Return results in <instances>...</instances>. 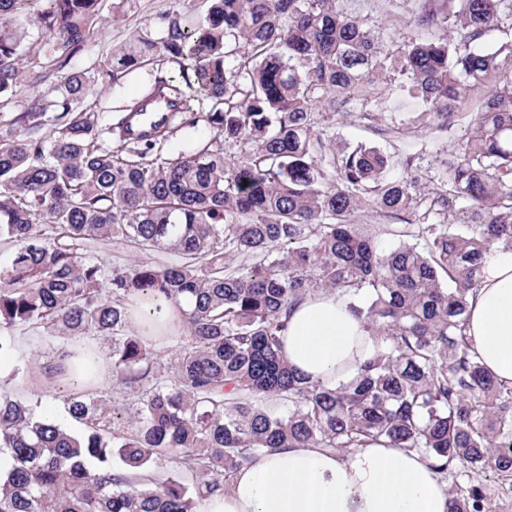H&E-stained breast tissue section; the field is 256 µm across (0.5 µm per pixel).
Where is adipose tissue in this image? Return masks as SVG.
Wrapping results in <instances>:
<instances>
[{
	"instance_id": "adipose-tissue-1",
	"label": "adipose tissue",
	"mask_w": 512,
	"mask_h": 512,
	"mask_svg": "<svg viewBox=\"0 0 512 512\" xmlns=\"http://www.w3.org/2000/svg\"><path fill=\"white\" fill-rule=\"evenodd\" d=\"M468 334L484 366L512 384V253L494 247L484 253ZM368 340L346 300L320 293L291 311L284 352L300 374L335 384L351 377ZM448 506L447 483L416 453L285 448L240 469L223 495L199 501L195 512H448Z\"/></svg>"
}]
</instances>
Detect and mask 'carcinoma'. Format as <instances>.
I'll list each match as a JSON object with an SVG mask.
<instances>
[{
	"mask_svg": "<svg viewBox=\"0 0 512 512\" xmlns=\"http://www.w3.org/2000/svg\"><path fill=\"white\" fill-rule=\"evenodd\" d=\"M28 2L0 0V106L29 27L67 59L99 4L43 0L30 14ZM207 2L204 18L172 16L105 63L114 84L159 53L182 65L147 90L183 100L155 138L125 137L133 103L84 108V71L0 128V355H17L0 373V512H194L282 448L373 445L455 475L449 512H495L512 499V385L477 360L467 311L484 252H512V0H448L447 38L394 48L365 22L378 0ZM394 88L420 105L415 122H383ZM204 105L217 138L153 157ZM337 116L394 146L336 145ZM460 121L456 149L426 139ZM430 146L432 184L418 175ZM366 210L390 223H359ZM415 229L422 249L382 244ZM110 244L177 259L106 265ZM321 292L348 300L374 339L336 385L281 351L291 309ZM146 299L187 306L167 365L131 330ZM88 337L112 342L116 390L71 391L51 419L27 390L22 341L46 343L42 372L57 378ZM117 394L134 399L121 417Z\"/></svg>",
	"mask_w": 512,
	"mask_h": 512,
	"instance_id": "carcinoma-1",
	"label": "carcinoma"
}]
</instances>
